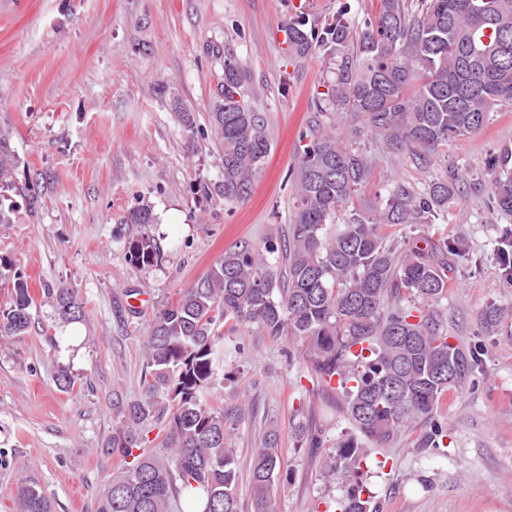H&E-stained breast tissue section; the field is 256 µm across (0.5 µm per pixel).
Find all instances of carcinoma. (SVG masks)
<instances>
[{
	"instance_id": "cac0c4a2",
	"label": "carcinoma",
	"mask_w": 512,
	"mask_h": 512,
	"mask_svg": "<svg viewBox=\"0 0 512 512\" xmlns=\"http://www.w3.org/2000/svg\"><path fill=\"white\" fill-rule=\"evenodd\" d=\"M350 11L344 2L330 19L295 12L288 44L298 57L340 58L332 100L362 119L358 133L428 168L442 146L477 133L490 113L512 104V0H420L414 10L405 0H379L355 37ZM247 77L246 64L224 61V82L208 115L224 172L217 183H199L204 198L245 201L270 155L265 113L239 98ZM174 109L186 132L203 133L194 112L178 103ZM325 117L313 113L300 135L303 148L289 173L296 205L288 242H240L176 301L153 311L141 398L128 405L105 445L124 465L105 484L97 512H172L175 506L179 512H240L234 440L242 412L224 410L215 394L224 359L243 352L238 343L227 348L225 337L245 328L291 338L312 382L342 395L340 410L354 436L338 454L326 448L322 431L302 423L295 428L299 447L322 459L328 473L354 483L340 512H370L360 485L366 447L386 448L411 426L420 430L418 447H445L448 426L436 418L439 402L474 374L481 352L450 342L438 309L466 244L448 238L437 220L463 194L464 180L454 173L419 191L389 179L380 208L360 211L353 199L372 176L371 165L336 137ZM16 163L0 137L1 191L15 187ZM494 166L496 207L512 215V151L503 149ZM19 191L29 212L37 211L39 183ZM347 207L344 222L328 233L327 225ZM120 224L114 238L130 263L143 269L162 263L151 209L133 208ZM401 224H427L434 233L394 246L389 239ZM498 253L502 276L512 285V231L501 235ZM279 256L282 272L270 261ZM0 282L11 287L9 306L0 311V338L22 336L35 297L3 255ZM43 292L61 326L84 316L72 290ZM481 318L494 331L502 309L489 305ZM156 423L163 424L164 455L147 447ZM281 474L280 433L270 423L251 449L252 512H275ZM16 503L18 512H52L36 481L20 486Z\"/></svg>"
}]
</instances>
